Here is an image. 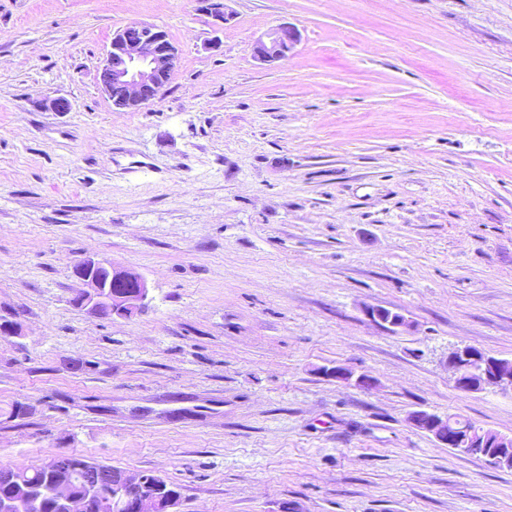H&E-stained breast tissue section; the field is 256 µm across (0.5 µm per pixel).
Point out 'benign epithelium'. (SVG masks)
Wrapping results in <instances>:
<instances>
[{
  "label": "benign epithelium",
  "instance_id": "1",
  "mask_svg": "<svg viewBox=\"0 0 512 512\" xmlns=\"http://www.w3.org/2000/svg\"><path fill=\"white\" fill-rule=\"evenodd\" d=\"M200 10L223 24L231 15L219 0H199ZM301 34L294 24L284 23L259 40L254 47V57L262 63H273L288 57ZM177 60V49L167 32L158 26L131 22L112 38L106 59L99 73L102 89L112 97V90L120 91L113 97L117 108L146 105L155 100L168 82ZM75 276L86 286L77 293V305L98 312L103 302L112 304V314L136 315L142 312L149 300L150 288L139 273L117 267L94 258H86L74 270ZM482 365V374L502 392L512 393V367H507L496 357L483 354L478 357L465 346H459L448 354V369L454 384L462 392L477 391V386L467 380L474 371L472 361ZM325 373L338 381L355 387L371 388L375 380L368 375H355L351 370L336 366ZM407 422L415 429L433 436L441 445L453 448L456 437L448 433V417L419 409L407 415ZM474 447L509 448L512 439L503 440V435L488 432L482 427L472 429ZM162 477L148 476L142 472L123 471L117 477L118 494L112 496L114 512H177L179 501L162 496ZM49 496L60 500L66 512H87L90 499H80L70 494L64 483H56L45 489Z\"/></svg>",
  "mask_w": 512,
  "mask_h": 512
}]
</instances>
